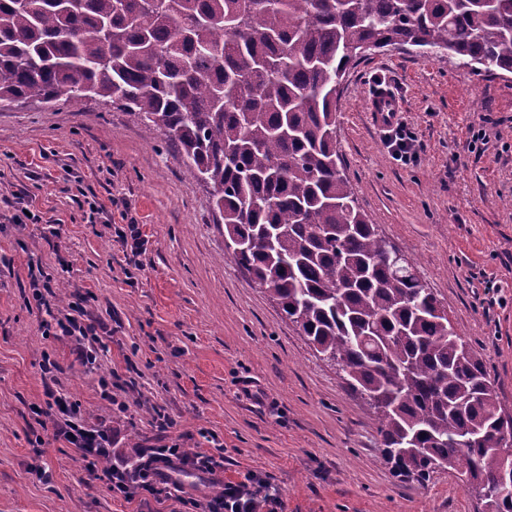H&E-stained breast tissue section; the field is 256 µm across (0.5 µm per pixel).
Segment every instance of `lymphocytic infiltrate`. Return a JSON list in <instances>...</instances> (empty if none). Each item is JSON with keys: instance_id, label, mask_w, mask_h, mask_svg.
<instances>
[{"instance_id": "1", "label": "lymphocytic infiltrate", "mask_w": 512, "mask_h": 512, "mask_svg": "<svg viewBox=\"0 0 512 512\" xmlns=\"http://www.w3.org/2000/svg\"><path fill=\"white\" fill-rule=\"evenodd\" d=\"M41 327L54 336L69 338L75 344L79 360L95 363L96 352L86 345L95 328L81 316L70 312L54 321L42 322ZM44 395L46 413L53 418L55 437L77 448L83 460L111 459L112 464L104 475L115 496L144 501L176 496L189 512H279L278 495L254 474L239 481H225L222 492L215 496L182 495L174 473L189 467L203 474H215L221 467L215 456L191 454L176 444L165 448H136L128 455L114 451L111 431L87 427L80 418L78 403L69 395L50 385L45 387Z\"/></svg>"}]
</instances>
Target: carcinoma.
Instances as JSON below:
<instances>
[{
	"label": "carcinoma",
	"mask_w": 512,
	"mask_h": 512,
	"mask_svg": "<svg viewBox=\"0 0 512 512\" xmlns=\"http://www.w3.org/2000/svg\"><path fill=\"white\" fill-rule=\"evenodd\" d=\"M389 47L512 74V0H0V106L95 99L176 141L225 259L374 409L386 463L422 483L455 470L480 512H512V416L434 292L392 264L336 147L339 79Z\"/></svg>",
	"instance_id": "carcinoma-1"
}]
</instances>
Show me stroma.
I'll use <instances>...</instances> for the list:
<instances>
[{"label":"stroma","instance_id":"35a3bbf8","mask_svg":"<svg viewBox=\"0 0 512 512\" xmlns=\"http://www.w3.org/2000/svg\"><path fill=\"white\" fill-rule=\"evenodd\" d=\"M379 82L404 103L417 162L397 161L369 119ZM336 112L362 211L412 260L512 414V75L384 50L346 72ZM479 124L488 142L476 149ZM24 208L39 223H17ZM127 216L145 237L135 269L115 237ZM217 219L180 148L146 135L127 110L94 101L0 108V512H185L172 499L113 497L102 467L88 469L40 424L33 408L44 402L47 359L86 423L116 431L118 449L155 445L162 412L174 422L169 439L223 456L215 475L179 471L184 486L210 493L253 473L283 512H476L455 471L424 483L393 473L367 405L225 260ZM33 264L67 294L52 310L79 300L98 324L94 367L70 341L42 336Z\"/></svg>","mask_w":512,"mask_h":512}]
</instances>
